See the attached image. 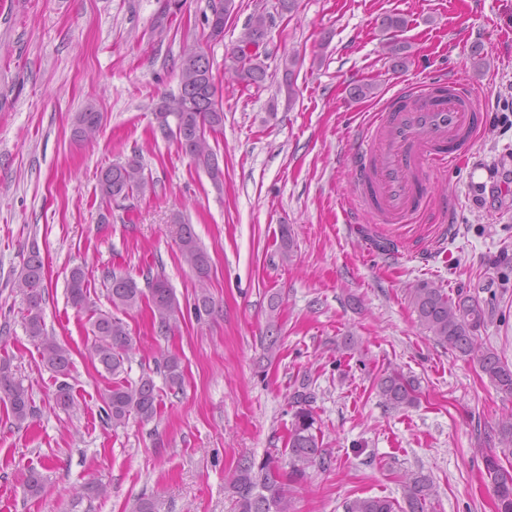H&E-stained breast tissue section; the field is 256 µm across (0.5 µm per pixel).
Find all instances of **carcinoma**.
I'll use <instances>...</instances> for the list:
<instances>
[{
    "instance_id": "carcinoma-1",
    "label": "carcinoma",
    "mask_w": 512,
    "mask_h": 512,
    "mask_svg": "<svg viewBox=\"0 0 512 512\" xmlns=\"http://www.w3.org/2000/svg\"><path fill=\"white\" fill-rule=\"evenodd\" d=\"M267 34V16L263 13L251 16L231 53L233 72L238 81L248 85L264 82L266 69L259 48L265 43ZM153 112L161 136L176 140L182 153L203 165L214 185L222 187L224 172L206 137L209 132H222L224 127L222 96L210 58L188 50L180 66L178 94L162 97ZM101 121L100 112L92 106L86 107L75 114L73 136L79 141L94 138ZM98 187L101 202L105 204L117 197L152 190L141 157L136 153L102 170ZM179 252L184 264L196 273L201 282L193 303L196 318L212 315L215 304L209 290L202 285L208 276L210 258L190 224L181 225ZM44 280V264L39 255L33 253L23 262L15 287L26 296L25 328L39 351L42 364L55 374L66 376L70 352L47 333L42 316ZM144 281L145 287L142 288L128 271H106L103 285L113 311L92 310V342L88 353L91 360L114 379L112 386L101 394V410L114 428L125 425L132 415L143 421L153 419L158 405V393L151 376L145 375L134 384L117 380L125 372V362L134 349V340L128 324L116 312L127 314L139 308L143 301H148L153 325L162 336L174 333L184 319L180 303L163 276L149 272ZM67 295L73 307L79 310L89 308L90 292L82 268L70 270ZM410 303L418 321L432 336L461 356L477 361L492 385L512 397V366L492 349L478 345L475 333L485 322V310L478 301L461 294L453 299L434 284L422 282L410 289ZM279 332L277 304L272 300L266 327L269 338L266 353L269 357L275 351ZM157 368L163 371L169 388L182 387L184 372L177 356L161 355ZM376 388L385 403L395 409L412 406L418 400L419 386L415 379L395 368L377 379ZM0 396L8 400L16 424L22 425L33 417L35 410L30 388L4 363L0 364ZM54 400L64 410L74 406V396L67 382L57 386ZM314 402L315 393L305 379L294 387L288 399L291 422L286 450L289 478L293 482L305 480L309 468L324 464L323 435ZM500 434L504 448L498 454L487 456L485 467L497 499L498 512H512V462L507 467L501 463V458L512 457V416L502 421ZM44 486L43 474L35 468L29 469L25 478L27 494L38 496ZM229 489L235 498L237 512H291L288 488L282 480L277 460L271 456L258 463L252 459L243 460L229 483ZM433 496L432 479L423 473L413 474L404 481L405 507L401 512H428ZM344 512H395V508L388 499L365 497L346 502Z\"/></svg>"
}]
</instances>
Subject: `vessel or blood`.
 I'll use <instances>...</instances> for the list:
<instances>
[{
	"label": "vessel or blood",
	"mask_w": 512,
	"mask_h": 512,
	"mask_svg": "<svg viewBox=\"0 0 512 512\" xmlns=\"http://www.w3.org/2000/svg\"><path fill=\"white\" fill-rule=\"evenodd\" d=\"M483 121L456 78L396 91L347 153L358 207L381 224L411 223L432 200L431 175L469 148Z\"/></svg>",
	"instance_id": "obj_1"
}]
</instances>
